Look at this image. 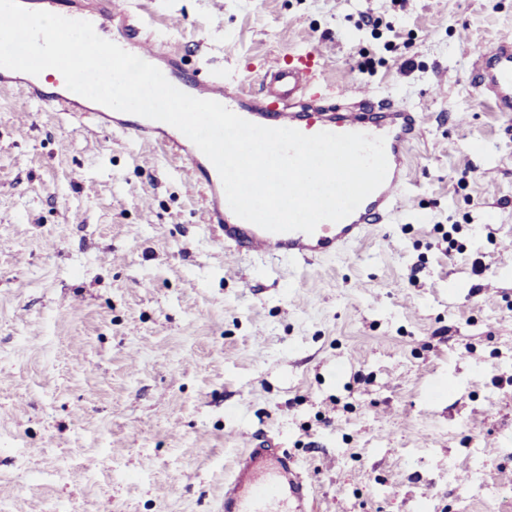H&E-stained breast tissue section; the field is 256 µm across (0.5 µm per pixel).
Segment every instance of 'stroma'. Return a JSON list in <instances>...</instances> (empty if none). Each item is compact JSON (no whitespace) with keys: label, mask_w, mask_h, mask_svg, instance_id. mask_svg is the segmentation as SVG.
I'll list each match as a JSON object with an SVG mask.
<instances>
[{"label":"stroma","mask_w":512,"mask_h":512,"mask_svg":"<svg viewBox=\"0 0 512 512\" xmlns=\"http://www.w3.org/2000/svg\"><path fill=\"white\" fill-rule=\"evenodd\" d=\"M134 3L197 76L313 46L423 113L411 193L340 256L231 263L183 162L0 91V512H220L248 434L314 512H512V113L470 78L512 0Z\"/></svg>","instance_id":"35a3bbf8"}]
</instances>
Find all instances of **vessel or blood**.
Wrapping results in <instances>:
<instances>
[{
	"instance_id": "1",
	"label": "vessel or blood",
	"mask_w": 512,
	"mask_h": 512,
	"mask_svg": "<svg viewBox=\"0 0 512 512\" xmlns=\"http://www.w3.org/2000/svg\"><path fill=\"white\" fill-rule=\"evenodd\" d=\"M30 11H47L69 19L91 22L97 34L111 33L114 20L123 23L118 44L139 57L159 59L166 79L199 99L214 100L252 123L294 128L307 135L322 131L364 133L385 139L388 172L384 183L349 216L321 222L313 233H275L236 216L231 210L220 175L213 163L175 127L160 121L128 123L119 111L100 105L91 114L98 129L112 130L130 139L165 147L187 166L188 184L201 190L209 228L224 239L233 254L255 252L296 265L340 253L361 242L376 225L386 223L401 206L408 190V153L420 134L422 116L381 99L371 90L355 95L352 103L327 102L311 85V68L319 62L315 49L289 54L287 61L268 69L265 90L255 93L242 81L223 75H189L177 49L158 48L134 23L129 0H20ZM472 84L479 96L492 100L498 111L512 112V39L478 51ZM0 88L23 93L29 100L55 103L68 113L82 111L78 94L60 87L45 92L39 77L0 68ZM313 498L312 485L301 475L294 456L274 440L247 437L245 450L224 480L223 512H306Z\"/></svg>"
}]
</instances>
